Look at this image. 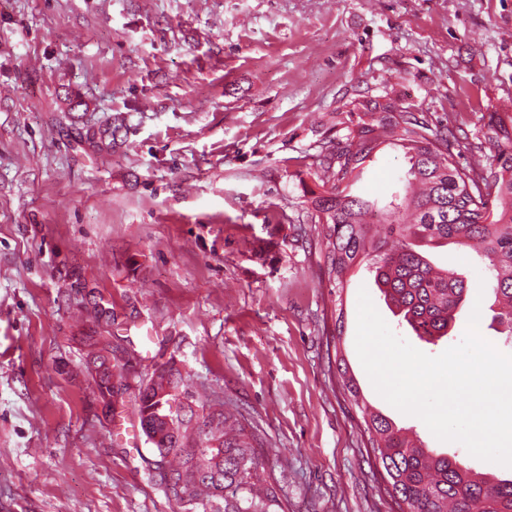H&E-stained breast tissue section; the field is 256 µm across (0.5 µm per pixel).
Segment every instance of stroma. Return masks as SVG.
Returning a JSON list of instances; mask_svg holds the SVG:
<instances>
[{
    "label": "stroma",
    "instance_id": "35a3bbf8",
    "mask_svg": "<svg viewBox=\"0 0 512 512\" xmlns=\"http://www.w3.org/2000/svg\"><path fill=\"white\" fill-rule=\"evenodd\" d=\"M358 87L477 134L512 113V0H0V512H176L84 370L98 299L123 414L175 360L261 436L289 512H396L340 357L429 448L512 479L388 404L357 356L360 289L432 356L469 311L417 342L361 268L335 325L310 169ZM405 168L383 146L353 191L384 199ZM428 255L511 353L481 258Z\"/></svg>",
    "mask_w": 512,
    "mask_h": 512
}]
</instances>
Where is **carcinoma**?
<instances>
[{
    "instance_id": "cac0c4a2",
    "label": "carcinoma",
    "mask_w": 512,
    "mask_h": 512,
    "mask_svg": "<svg viewBox=\"0 0 512 512\" xmlns=\"http://www.w3.org/2000/svg\"><path fill=\"white\" fill-rule=\"evenodd\" d=\"M343 127L349 151L325 142L313 176L322 191H310L312 219L323 224L321 248L329 288L342 293L346 276L366 264L385 303L420 340L446 337L467 303L466 281L439 268L415 243L474 249L484 261L497 318L512 338V115L496 114L469 150L489 149L483 164H461L459 128L433 121L432 114L388 96L357 91ZM397 136L408 162L398 185L383 202L351 193L367 160ZM92 373L102 401L124 405L111 386L101 352L106 336L86 337ZM369 435L375 459L408 512H512V480L480 477L456 457L438 455L415 441L360 396L356 380L341 370ZM193 400L182 372L169 360L155 367L136 398L140 427L158 459L151 477L177 512H288V500L259 456L262 443L244 415L205 403L182 411L173 402Z\"/></svg>"
}]
</instances>
